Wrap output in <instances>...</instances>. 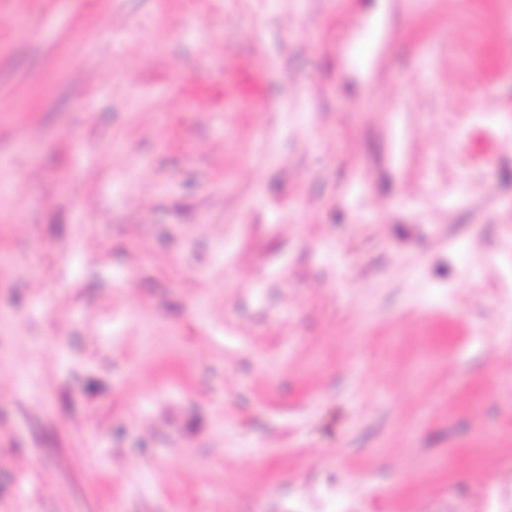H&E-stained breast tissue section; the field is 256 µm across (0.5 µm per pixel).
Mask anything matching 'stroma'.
I'll return each instance as SVG.
<instances>
[{"mask_svg":"<svg viewBox=\"0 0 512 512\" xmlns=\"http://www.w3.org/2000/svg\"><path fill=\"white\" fill-rule=\"evenodd\" d=\"M0 512H512V0H0Z\"/></svg>","mask_w":512,"mask_h":512,"instance_id":"obj_1","label":"stroma"}]
</instances>
